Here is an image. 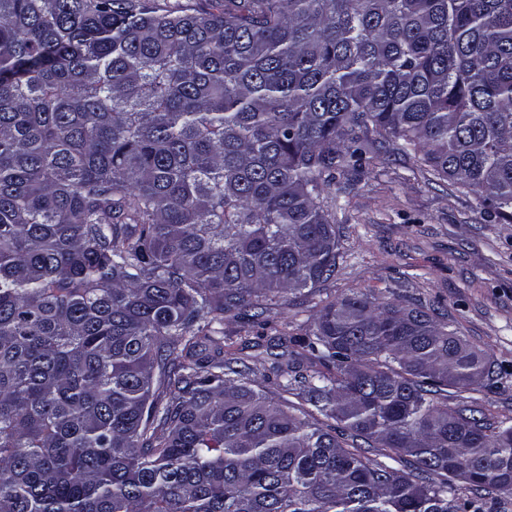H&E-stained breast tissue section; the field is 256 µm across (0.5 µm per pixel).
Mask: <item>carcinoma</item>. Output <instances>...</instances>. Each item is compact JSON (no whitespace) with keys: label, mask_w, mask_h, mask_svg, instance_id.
<instances>
[{"label":"carcinoma","mask_w":512,"mask_h":512,"mask_svg":"<svg viewBox=\"0 0 512 512\" xmlns=\"http://www.w3.org/2000/svg\"><path fill=\"white\" fill-rule=\"evenodd\" d=\"M208 2L0 0V512H488L512 427L435 312L328 303L277 400L218 336L336 276L392 142L512 220V0Z\"/></svg>","instance_id":"cac0c4a2"}]
</instances>
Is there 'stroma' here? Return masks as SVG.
<instances>
[{"label": "stroma", "instance_id": "1", "mask_svg": "<svg viewBox=\"0 0 512 512\" xmlns=\"http://www.w3.org/2000/svg\"><path fill=\"white\" fill-rule=\"evenodd\" d=\"M331 195L341 244L335 278L304 300L280 299L269 325L225 324V345L274 396L276 337H305L324 305L353 291L378 303L418 298L497 364L499 377L478 398L493 426H512V223L395 155L337 171Z\"/></svg>", "mask_w": 512, "mask_h": 512}]
</instances>
